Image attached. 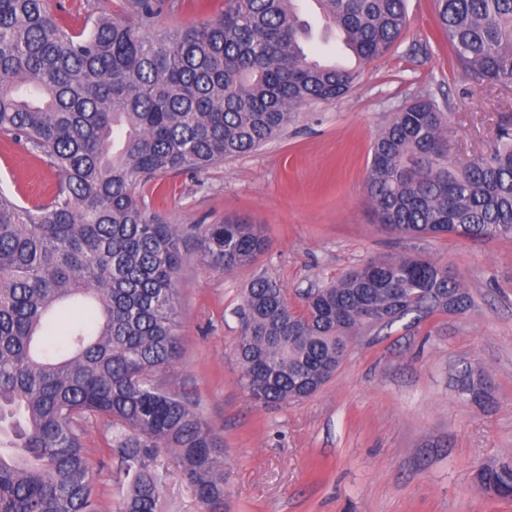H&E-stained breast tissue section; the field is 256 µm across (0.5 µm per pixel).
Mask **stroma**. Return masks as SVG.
Masks as SVG:
<instances>
[{
	"label": "stroma",
	"mask_w": 512,
	"mask_h": 512,
	"mask_svg": "<svg viewBox=\"0 0 512 512\" xmlns=\"http://www.w3.org/2000/svg\"><path fill=\"white\" fill-rule=\"evenodd\" d=\"M225 0H175L159 26L178 29L219 18ZM122 0H50L73 28L99 12L122 17ZM407 27L386 55L363 66L357 89L294 113L279 137L197 173L161 174L141 186L153 212L187 232L180 270L181 352L159 372L210 426L224 459L221 512H512L476 474L512 462V239L409 240L381 231L365 183L375 137L407 101L448 99V158L462 164L489 153L512 127V87L473 80L455 61L433 0H407ZM58 182L43 156L0 137V190L21 205L46 202ZM261 225L268 247L231 272L198 252L199 227L224 220ZM418 249L447 264L469 291L464 313L410 318L354 344L335 377L309 399L259 406L239 384L233 358L236 310L259 274L276 279L290 305L374 257ZM471 372L488 396L475 403L460 380ZM103 419L84 425V444L105 512L126 491ZM168 474L163 512H209Z\"/></svg>",
	"instance_id": "1"
}]
</instances>
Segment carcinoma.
Listing matches in <instances>:
<instances>
[{"label": "carcinoma", "mask_w": 512, "mask_h": 512, "mask_svg": "<svg viewBox=\"0 0 512 512\" xmlns=\"http://www.w3.org/2000/svg\"><path fill=\"white\" fill-rule=\"evenodd\" d=\"M126 18L76 31L46 0H0V137L59 173L46 203L0 191V512H99L82 422L106 419L126 494L120 512H162L176 477L208 505L224 503V465L195 406L157 379L180 353L175 279L185 231L142 202L159 174L201 172L276 138L293 112L357 87L359 65L401 38L407 0H314L345 35L356 65L311 56L300 0H225L197 27H154L159 0H125ZM454 58L475 80L512 85V0H435ZM150 28V34L143 29ZM446 103L414 99L374 139L367 193L376 223L409 239L512 238V133L489 155L448 162ZM197 245L233 271L265 252L261 225L209 224ZM472 306L448 266L418 253L374 258L307 291L255 277L236 314L240 385L261 405L315 394L352 344L350 331ZM94 306L65 344L43 341L64 304ZM478 482L512 499V463Z\"/></svg>", "instance_id": "carcinoma-1"}]
</instances>
